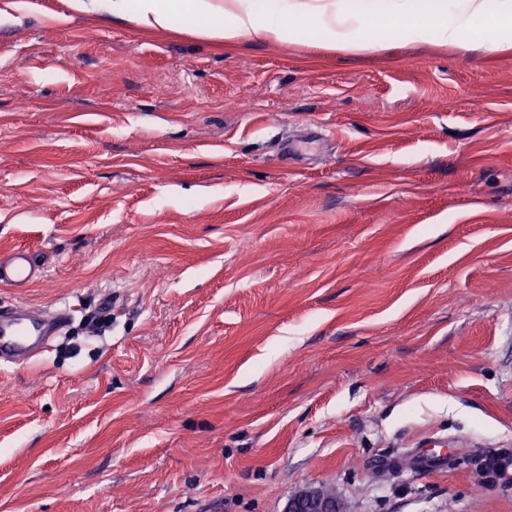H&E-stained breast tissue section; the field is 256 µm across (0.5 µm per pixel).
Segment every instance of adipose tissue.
<instances>
[{
  "label": "adipose tissue",
  "mask_w": 512,
  "mask_h": 512,
  "mask_svg": "<svg viewBox=\"0 0 512 512\" xmlns=\"http://www.w3.org/2000/svg\"><path fill=\"white\" fill-rule=\"evenodd\" d=\"M74 14L109 17L135 28L164 32L175 27L228 44L276 42L301 44L306 23H314L322 46L353 56L383 47L376 29L401 30L406 39L437 49L461 47L464 31L492 25L495 40L484 47L512 49V0H499L489 11L487 0H441L421 15L408 0H389L386 10L363 13L346 0H66Z\"/></svg>",
  "instance_id": "ef3b65f1"
}]
</instances>
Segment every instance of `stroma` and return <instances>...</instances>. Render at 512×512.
<instances>
[{"instance_id": "1", "label": "stroma", "mask_w": 512, "mask_h": 512, "mask_svg": "<svg viewBox=\"0 0 512 512\" xmlns=\"http://www.w3.org/2000/svg\"><path fill=\"white\" fill-rule=\"evenodd\" d=\"M0 0V512H512V52L353 57ZM303 159L288 146L311 131ZM469 444L396 466L432 435ZM43 275L44 269H40L31 262L28 249L15 248L7 253H0L1 288H27ZM71 311L66 306L56 308L52 318L46 322L34 319L24 322L0 314V358L26 355L34 343L56 336L70 321ZM336 494L326 489L307 487L288 499L283 512H342Z\"/></svg>"}]
</instances>
